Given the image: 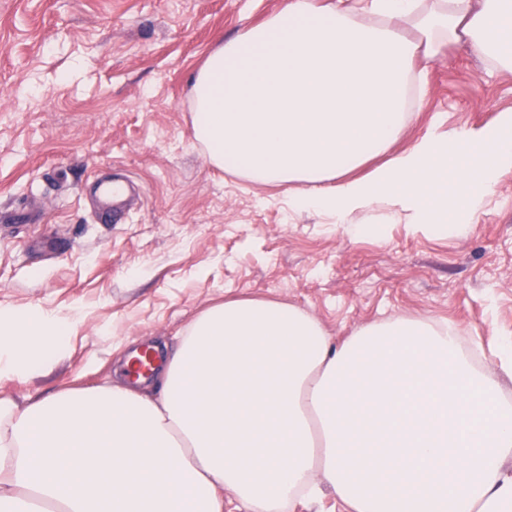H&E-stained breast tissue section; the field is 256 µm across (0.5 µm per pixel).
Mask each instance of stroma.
Listing matches in <instances>:
<instances>
[{
    "label": "stroma",
    "instance_id": "stroma-1",
    "mask_svg": "<svg viewBox=\"0 0 512 512\" xmlns=\"http://www.w3.org/2000/svg\"><path fill=\"white\" fill-rule=\"evenodd\" d=\"M281 0H0V305L81 320L48 370L0 380L27 397L112 379L117 358L176 343L230 299L290 303L335 340L392 316L512 337V172L462 234L400 223L351 237L296 211L283 186L211 165L194 137L190 88L209 53ZM512 108V75L456 49L430 66L422 112L480 127ZM118 172L143 194L99 223L90 189Z\"/></svg>",
    "mask_w": 512,
    "mask_h": 512
}]
</instances>
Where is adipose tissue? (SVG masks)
Listing matches in <instances>:
<instances>
[{
  "instance_id": "ef3b65f1",
  "label": "adipose tissue",
  "mask_w": 512,
  "mask_h": 512,
  "mask_svg": "<svg viewBox=\"0 0 512 512\" xmlns=\"http://www.w3.org/2000/svg\"><path fill=\"white\" fill-rule=\"evenodd\" d=\"M452 46L512 74V0H283L197 73L195 138L351 235L381 209L463 233L512 171V109L398 146ZM77 324L0 307V379L44 371ZM131 365L0 398V512H224L228 491L248 512L329 494L350 512H512L511 339L484 350L450 321L400 317L337 343L296 305L240 299L199 315L150 377Z\"/></svg>"
}]
</instances>
